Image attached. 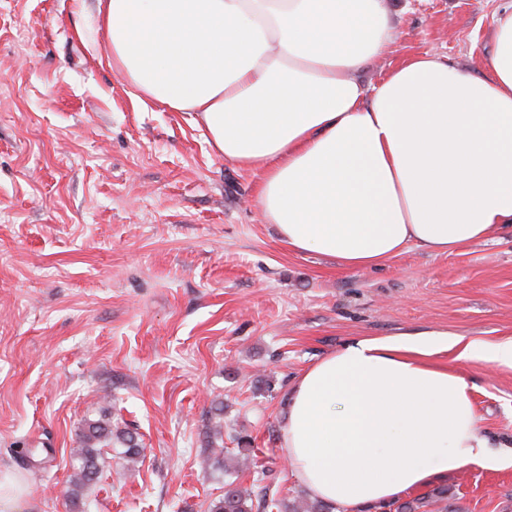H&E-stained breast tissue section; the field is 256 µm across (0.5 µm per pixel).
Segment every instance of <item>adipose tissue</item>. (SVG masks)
<instances>
[{
  "label": "adipose tissue",
  "mask_w": 512,
  "mask_h": 512,
  "mask_svg": "<svg viewBox=\"0 0 512 512\" xmlns=\"http://www.w3.org/2000/svg\"><path fill=\"white\" fill-rule=\"evenodd\" d=\"M113 70L138 99L192 112L218 155L261 174L266 223L298 254L381 267L512 231V2L480 74L410 57L358 74L396 37L386 0H97ZM436 344L358 339L294 381L295 480L370 512L439 476L512 467Z\"/></svg>",
  "instance_id": "ef3b65f1"
}]
</instances>
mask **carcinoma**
<instances>
[{"instance_id":"1","label":"carcinoma","mask_w":512,"mask_h":512,"mask_svg":"<svg viewBox=\"0 0 512 512\" xmlns=\"http://www.w3.org/2000/svg\"><path fill=\"white\" fill-rule=\"evenodd\" d=\"M120 443L129 462L138 461L143 448L137 437L126 428L112 424V419L103 417L88 420L83 425L77 440V446L71 449L72 474L69 482L71 493L80 491L99 480L102 475L100 465L101 449L109 447L112 442ZM277 494L270 493L265 487L260 492L245 487L234 481L227 484L224 497L212 506V512H273L278 507ZM431 507L434 512H448L447 490L435 488L426 496L412 501H394L380 507L381 512H419ZM292 512H334V508L319 500L308 502L299 500L292 505Z\"/></svg>"}]
</instances>
